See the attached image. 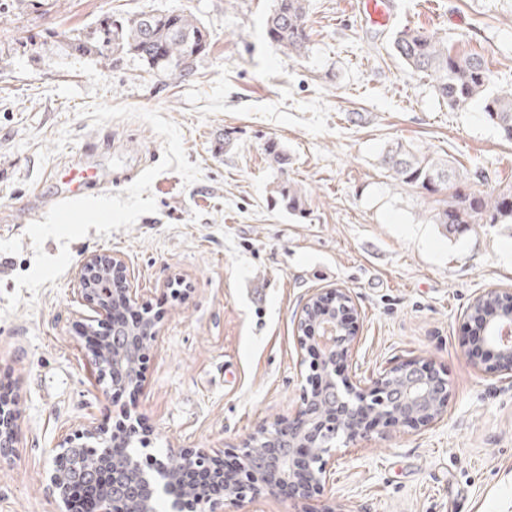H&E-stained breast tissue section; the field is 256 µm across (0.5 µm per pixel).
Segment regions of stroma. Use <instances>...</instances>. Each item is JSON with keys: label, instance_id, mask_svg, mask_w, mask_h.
Returning <instances> with one entry per match:
<instances>
[{"label": "stroma", "instance_id": "1", "mask_svg": "<svg viewBox=\"0 0 512 512\" xmlns=\"http://www.w3.org/2000/svg\"><path fill=\"white\" fill-rule=\"evenodd\" d=\"M350 2L306 0L309 50L290 57L266 36L273 0H0V395L20 397L0 512H59L44 487L58 442L126 412L159 456L226 451L293 416L314 357L296 313L330 288L357 314L354 380L425 361L448 403L431 426L337 444L327 496L342 512H512V371L477 359L469 313L484 291L512 290V232L482 224L448 241L425 220L447 190L397 185L378 164L399 140L470 173L472 191L512 192V142L481 103L448 109L391 48L423 29L510 88L512 0H395L385 28ZM181 10L210 33L185 77L62 47L105 14ZM77 165L111 187L63 199ZM284 182L304 213L277 204ZM92 252L119 255L159 319L136 394L108 389L87 357V328L106 322L77 292Z\"/></svg>", "mask_w": 512, "mask_h": 512}]
</instances>
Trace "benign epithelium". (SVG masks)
<instances>
[{"label": "benign epithelium", "instance_id": "obj_1", "mask_svg": "<svg viewBox=\"0 0 512 512\" xmlns=\"http://www.w3.org/2000/svg\"><path fill=\"white\" fill-rule=\"evenodd\" d=\"M76 282L85 304L99 316L109 318L141 304L136 290L127 285L123 260L114 254L86 256L76 272ZM488 298L498 299L501 309L481 322L484 331L492 330L495 335V340L482 349L490 352L496 367L512 370V333H507L512 330V291L493 288L476 300ZM352 311V299L343 288L334 289L329 296L313 292L304 300L296 320L297 327L310 332L301 337V343H309L317 350L311 376L314 392L292 418L273 427L265 421L255 425L242 441L235 469L229 474L222 470L214 473L224 480V493L216 496L180 484L183 471L211 467L218 461L219 452L210 448H172L170 454L181 459L178 467L172 466L167 456L143 461L130 447L147 440L139 436L134 424L119 420L110 433L89 426L65 436L54 448L53 467L46 483L60 512H72L74 494L79 489H93L92 482L74 474V448L96 454L86 462L97 466L109 463L111 449H128L124 465L112 469V484L121 478L126 486L110 497L97 494L95 512H154L155 503L165 498L169 512H224L225 505L247 495L253 499L284 495L297 501L321 495L331 449L317 444V440L336 436L344 424L348 425L347 435L357 438L380 424L426 427L440 419L448 400V380L431 365L417 361L397 363L369 385L354 382L340 369L356 344V329L348 323ZM141 328L138 334L95 335L89 339V352L123 389L143 388L141 361L160 338L155 319H142ZM108 347L112 348L110 364L102 359ZM393 374L405 381L404 390H391L389 378ZM19 414V405L0 402L3 451L17 443Z\"/></svg>", "mask_w": 512, "mask_h": 512}]
</instances>
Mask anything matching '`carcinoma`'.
Wrapping results in <instances>:
<instances>
[{
  "mask_svg": "<svg viewBox=\"0 0 512 512\" xmlns=\"http://www.w3.org/2000/svg\"><path fill=\"white\" fill-rule=\"evenodd\" d=\"M266 35L272 46L290 55L308 50L305 0H274L266 19ZM209 46L208 32L193 15L185 12H142L133 17L102 16L89 36H68V47L93 56L106 67L125 55L141 60L153 72L181 76L193 71V62ZM392 49L412 71L425 73L435 82L438 97L451 110L474 101L483 104L486 117L501 135L512 141V89H490L491 71L478 54L458 57L442 39L418 29L398 31ZM379 164L402 186L435 193L450 189L448 201L429 218L448 239H456L472 224H501L512 230V194H476L468 191V177L448 164L410 145L396 142L384 149ZM280 202L290 213L304 212L305 196L286 182L277 186Z\"/></svg>",
  "mask_w": 512,
  "mask_h": 512,
  "instance_id": "obj_1",
  "label": "carcinoma"
}]
</instances>
